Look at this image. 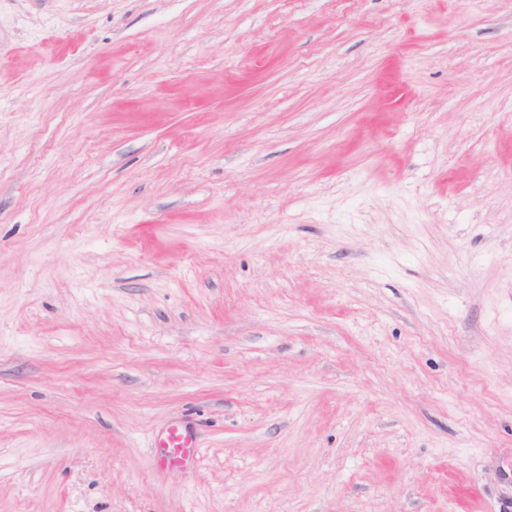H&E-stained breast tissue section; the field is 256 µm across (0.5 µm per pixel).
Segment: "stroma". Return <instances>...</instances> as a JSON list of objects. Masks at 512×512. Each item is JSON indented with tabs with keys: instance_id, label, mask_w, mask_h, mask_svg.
I'll return each mask as SVG.
<instances>
[{
	"instance_id": "obj_1",
	"label": "stroma",
	"mask_w": 512,
	"mask_h": 512,
	"mask_svg": "<svg viewBox=\"0 0 512 512\" xmlns=\"http://www.w3.org/2000/svg\"><path fill=\"white\" fill-rule=\"evenodd\" d=\"M0 512H512V0H0ZM188 448H193L191 433L187 429L177 428L169 433L162 452L170 461H181L185 458Z\"/></svg>"
}]
</instances>
